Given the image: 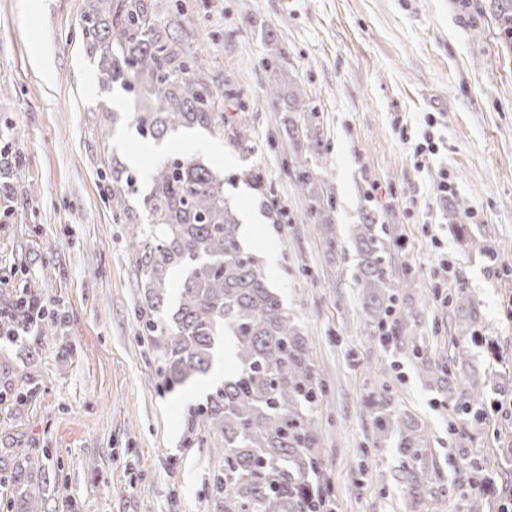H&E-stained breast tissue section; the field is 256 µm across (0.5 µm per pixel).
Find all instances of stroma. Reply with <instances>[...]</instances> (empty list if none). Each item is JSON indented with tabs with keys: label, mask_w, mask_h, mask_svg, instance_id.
I'll return each instance as SVG.
<instances>
[{
	"label": "stroma",
	"mask_w": 512,
	"mask_h": 512,
	"mask_svg": "<svg viewBox=\"0 0 512 512\" xmlns=\"http://www.w3.org/2000/svg\"><path fill=\"white\" fill-rule=\"evenodd\" d=\"M497 0H160L159 22L179 8L191 52L209 62L227 126L246 122L247 142L195 129L160 140L164 157H199L223 172L238 210L260 212L240 174L256 173L275 215L256 237L273 244L268 280L302 327L323 385L313 408L324 448L331 512H406L392 436L380 435L374 398L427 423L428 454L447 512H492L511 491L512 417L460 422L445 395L424 384L408 350H383L360 309L355 259L338 262L320 239L287 169L295 149L282 113L264 101L263 30H274L283 70L302 87L307 122L321 139L311 157L332 192L337 235L363 209L388 232L397 271L415 274L431 301L423 352L449 357L450 304L465 284L482 329L466 336L484 403L512 401V45L499 35ZM88 0H0V140L22 170V219L0 226V309L23 292L58 311L55 335L0 340L12 372L0 402V448L36 453L50 477L42 512H213L220 462L213 435L192 416L218 381L211 373L166 392L135 316L140 291L127 227L114 223L105 164L126 162L144 140L130 98L102 90L86 49ZM52 63L44 72L35 62ZM435 153L416 154L424 134ZM216 141L194 153L187 140ZM448 177L452 189L440 194ZM462 200L468 232L495 243L494 259L468 253L448 227ZM449 271H441L440 259ZM24 394L15 402L13 394Z\"/></svg>",
	"instance_id": "stroma-1"
}]
</instances>
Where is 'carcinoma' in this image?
Masks as SVG:
<instances>
[{
  "mask_svg": "<svg viewBox=\"0 0 512 512\" xmlns=\"http://www.w3.org/2000/svg\"><path fill=\"white\" fill-rule=\"evenodd\" d=\"M82 21L102 85L133 94L131 123L138 134L161 140L181 128H200L224 135V112L204 77L207 61L188 52L181 16L162 25L146 0H89ZM497 23L503 39L512 41L508 0L499 4ZM265 40L264 98L288 113L284 127L296 141L298 121L308 112L305 94L282 83L284 52L273 33ZM18 166L16 155L0 153V217L6 222L13 217L9 177ZM108 170L107 201L118 223L128 225L142 287L138 318L157 353L166 390L208 374L224 340L232 342L231 375L193 409L194 418L216 433L223 456V466L213 473L216 512H314L323 503L312 483L319 479L323 455L312 407L323 387L305 337L270 287L262 263L242 245L224 177L197 160L182 159L155 168L144 192L124 165L114 160ZM289 175L315 216L328 254L345 253L328 212L330 190L315 165L298 159ZM454 229L462 245L490 255L492 246L470 237L465 225ZM351 236L366 321L381 345L410 346L419 356L418 317L428 298L418 304L410 298L418 280L408 272L394 276L389 241L374 212L361 213ZM451 303L467 317L462 329L479 327L465 285L456 288ZM452 348V359L420 356V364L474 425L471 396L460 388L467 347L454 336ZM376 409L380 431L397 436V482L409 512H443V494L420 465L429 440L425 422L392 409L383 393ZM0 475L10 491L8 512H41L46 476L39 459L24 448H0Z\"/></svg>",
  "mask_w": 512,
  "mask_h": 512,
  "instance_id": "1",
  "label": "carcinoma"
}]
</instances>
